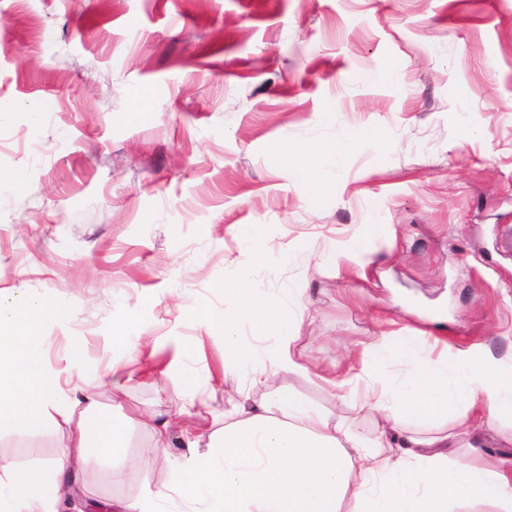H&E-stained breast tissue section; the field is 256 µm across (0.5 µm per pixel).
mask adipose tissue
Returning <instances> with one entry per match:
<instances>
[{
	"mask_svg": "<svg viewBox=\"0 0 512 512\" xmlns=\"http://www.w3.org/2000/svg\"><path fill=\"white\" fill-rule=\"evenodd\" d=\"M306 153L285 137L270 142L265 151L271 167L290 166L309 191L324 194L326 175ZM221 289L232 303L216 320L224 365L249 374L232 419L209 436L201 435L198 393L206 379L187 373L181 411L187 451L172 481L144 499L113 503L114 512H166L165 502L174 497L203 505L204 512H342L348 494L357 503L355 512H449V504L468 499L512 512V463L452 465L448 435L421 437L411 430L452 411L468 436L475 412L483 407L512 418V366L489 358L455 363L426 358L415 336L401 337L398 356L409 374L383 382L372 408L386 426L369 447L334 412L310 410L280 383V374L300 369L290 352L297 315L261 298L247 278L224 281ZM50 308L45 299L18 303L0 297V420L22 433L42 429L48 408L65 405L41 354ZM244 323L252 336H274L277 344L259 349L244 343ZM70 358L93 377L84 390L72 445L63 458L32 469L0 461V512H55L62 490L74 485L87 447L106 458L125 452L123 424L92 416L101 391L120 397L124 383L100 374L81 344H72Z\"/></svg>",
	"mask_w": 512,
	"mask_h": 512,
	"instance_id": "adipose-tissue-1",
	"label": "adipose tissue"
}]
</instances>
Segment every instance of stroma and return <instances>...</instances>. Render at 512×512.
<instances>
[{
	"instance_id": "stroma-1",
	"label": "stroma",
	"mask_w": 512,
	"mask_h": 512,
	"mask_svg": "<svg viewBox=\"0 0 512 512\" xmlns=\"http://www.w3.org/2000/svg\"><path fill=\"white\" fill-rule=\"evenodd\" d=\"M149 92L151 120L129 112ZM334 109L333 124L321 114ZM350 154L319 153L336 134ZM308 144L321 196L271 168L267 142ZM21 170L24 185L9 176ZM259 225L279 255L254 263L232 228ZM384 225L359 255L343 243ZM512 0H0V292L47 298L43 360L72 398L84 345L112 368V330L131 323L137 360L114 467L87 455L86 501L134 500L167 483L185 451L141 467L149 431L133 411L177 413L184 374L209 375L216 421L243 382L224 343L186 309L228 302L249 273L263 298L300 316L289 391L374 437L360 406L374 348L418 336L434 359L512 364ZM482 456L512 457V420L481 416ZM65 416L22 434L0 420V459L63 455Z\"/></svg>"
}]
</instances>
